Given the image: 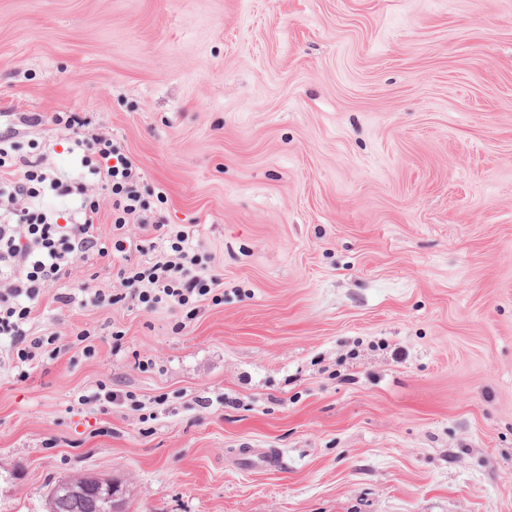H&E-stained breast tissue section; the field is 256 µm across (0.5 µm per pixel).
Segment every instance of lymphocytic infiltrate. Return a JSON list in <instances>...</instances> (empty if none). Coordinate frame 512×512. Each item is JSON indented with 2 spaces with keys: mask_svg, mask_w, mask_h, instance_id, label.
<instances>
[{
  "mask_svg": "<svg viewBox=\"0 0 512 512\" xmlns=\"http://www.w3.org/2000/svg\"><path fill=\"white\" fill-rule=\"evenodd\" d=\"M94 158H82L89 182L72 185L42 170L39 161L21 155L9 137L0 135V169L21 167L20 177L0 181V336L10 339V358L29 365L53 353L55 333L32 337L26 326L34 304L49 288L70 275L77 259L94 254L106 258L125 253L138 241L129 224L153 226L168 244L147 266L119 269L108 292L89 298L99 306H113L134 298L148 307L160 304L185 309L215 290L219 281L197 274L195 256L186 243L187 230L152 216L143 194V176L133 160L114 145L111 136L95 133L90 139ZM76 197L68 217L44 209V198ZM109 206L114 233L102 242L98 224L102 206Z\"/></svg>",
  "mask_w": 512,
  "mask_h": 512,
  "instance_id": "lymphocytic-infiltrate-1",
  "label": "lymphocytic infiltrate"
}]
</instances>
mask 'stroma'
Returning <instances> with one entry per match:
<instances>
[{
  "mask_svg": "<svg viewBox=\"0 0 512 512\" xmlns=\"http://www.w3.org/2000/svg\"><path fill=\"white\" fill-rule=\"evenodd\" d=\"M56 112L219 298L45 294L54 357L0 366V512L84 474L126 512H512V0H0V133L77 181Z\"/></svg>",
  "mask_w": 512,
  "mask_h": 512,
  "instance_id": "1",
  "label": "stroma"
}]
</instances>
